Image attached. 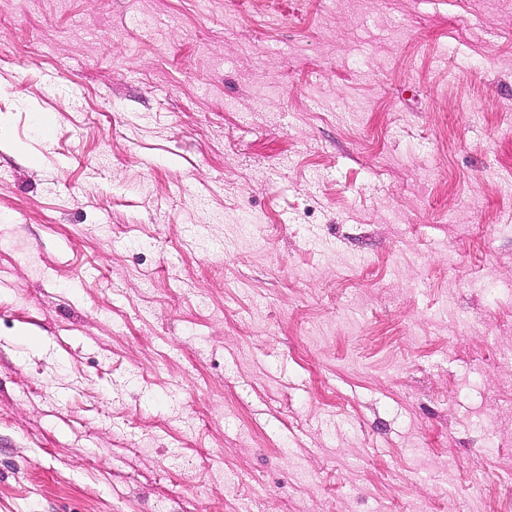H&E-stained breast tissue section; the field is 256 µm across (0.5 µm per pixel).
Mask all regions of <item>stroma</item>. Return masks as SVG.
<instances>
[{
    "label": "stroma",
    "mask_w": 512,
    "mask_h": 512,
    "mask_svg": "<svg viewBox=\"0 0 512 512\" xmlns=\"http://www.w3.org/2000/svg\"><path fill=\"white\" fill-rule=\"evenodd\" d=\"M509 352L512 0H0V512H512Z\"/></svg>",
    "instance_id": "obj_1"
}]
</instances>
